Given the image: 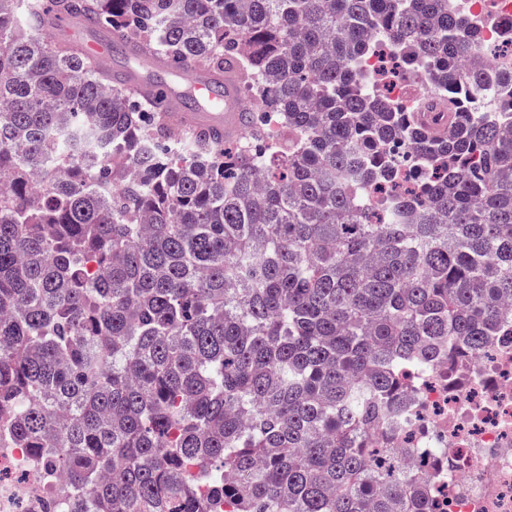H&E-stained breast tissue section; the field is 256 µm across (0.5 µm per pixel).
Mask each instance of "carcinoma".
<instances>
[{
	"label": "carcinoma",
	"instance_id": "1",
	"mask_svg": "<svg viewBox=\"0 0 512 512\" xmlns=\"http://www.w3.org/2000/svg\"><path fill=\"white\" fill-rule=\"evenodd\" d=\"M0 0V448L70 512H433L393 425L512 330V72L460 0ZM231 71L184 132L40 34ZM423 86L390 97L380 45ZM55 24L43 29L46 34L45 39L49 42H63L60 35L64 32L70 40L79 43L81 52L97 62L102 63L105 68L112 73L113 64L127 65V60L124 53L118 52L112 53V43L108 40H86L82 35V29L84 22H77L73 16L67 13H56ZM50 39V40H49Z\"/></svg>",
	"mask_w": 512,
	"mask_h": 512
}]
</instances>
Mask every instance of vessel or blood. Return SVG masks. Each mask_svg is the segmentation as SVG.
<instances>
[{"label":"vessel or blood","mask_w":512,"mask_h":512,"mask_svg":"<svg viewBox=\"0 0 512 512\" xmlns=\"http://www.w3.org/2000/svg\"><path fill=\"white\" fill-rule=\"evenodd\" d=\"M45 34L52 41L67 37L77 42L81 52L104 66L112 64V44L107 40H87L73 16L57 14L54 25ZM168 68L162 59H154L152 68L143 75L125 79L131 91L158 102L169 120L179 128L188 127L206 139L223 140L238 135L241 130V109L237 102V82L232 74L224 78L199 69L187 70L179 80L167 78ZM194 96L198 106L186 108V96Z\"/></svg>","instance_id":"b4317fda"}]
</instances>
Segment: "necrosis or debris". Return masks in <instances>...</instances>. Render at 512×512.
I'll list each match as a JSON object with an SVG mask.
<instances>
[{"mask_svg":"<svg viewBox=\"0 0 512 512\" xmlns=\"http://www.w3.org/2000/svg\"><path fill=\"white\" fill-rule=\"evenodd\" d=\"M419 394L399 442L417 448L416 464L426 472L435 455L447 457L437 512H512V333L469 359L462 384L431 375ZM63 495L21 450L0 451V512H66Z\"/></svg>","mask_w":512,"mask_h":512,"instance_id":"1","label":"necrosis or debris"}]
</instances>
